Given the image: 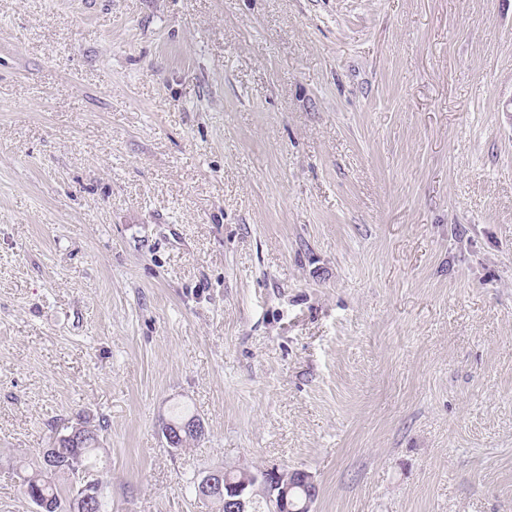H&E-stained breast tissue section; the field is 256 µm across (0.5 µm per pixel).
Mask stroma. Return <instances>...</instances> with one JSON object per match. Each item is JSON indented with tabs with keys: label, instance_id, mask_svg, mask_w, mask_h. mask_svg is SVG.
Instances as JSON below:
<instances>
[{
	"label": "stroma",
	"instance_id": "35a3bbf8",
	"mask_svg": "<svg viewBox=\"0 0 512 512\" xmlns=\"http://www.w3.org/2000/svg\"><path fill=\"white\" fill-rule=\"evenodd\" d=\"M79 415L108 512H512V0H0V512ZM191 418L199 419L197 415L189 414V413L183 412V411H178L166 422L172 423L174 425H180V424L184 423L185 421H188ZM166 422H164V423H166ZM174 425H172L170 428H168L164 432L166 445L173 452H175L173 448H176V446H177L176 442H177L178 438H181L180 429H184L187 432L189 431L194 434H199L203 430H205L204 424L200 419L186 422L181 427H176ZM296 486L308 490L309 496L301 505L294 500ZM318 488L312 473L303 469L290 470L287 478L278 464L258 470L249 466L212 469L202 473L197 480L200 495H224V498L209 497L218 512H267L257 511L261 501H265L272 512H311L310 495Z\"/></svg>",
	"mask_w": 512,
	"mask_h": 512
}]
</instances>
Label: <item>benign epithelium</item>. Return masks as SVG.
Returning a JSON list of instances; mask_svg holds the SVG:
<instances>
[{
	"instance_id": "7a95c632",
	"label": "benign epithelium",
	"mask_w": 512,
	"mask_h": 512,
	"mask_svg": "<svg viewBox=\"0 0 512 512\" xmlns=\"http://www.w3.org/2000/svg\"><path fill=\"white\" fill-rule=\"evenodd\" d=\"M199 434L205 430L200 420L185 423L182 427L171 426L165 430L168 448L176 447L180 430ZM302 487L313 493L318 483L312 473L296 469L283 473L277 464H270L257 470L242 466L235 469H212L202 473L197 480L198 493L221 494L224 496L225 512H257L259 502H266L273 512H311L312 500L305 499L301 504L294 500V489ZM100 489L97 476L82 475V482L74 486V506L76 512H85L89 497Z\"/></svg>"
}]
</instances>
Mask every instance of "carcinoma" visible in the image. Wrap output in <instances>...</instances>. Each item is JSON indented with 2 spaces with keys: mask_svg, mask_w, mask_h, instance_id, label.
<instances>
[{
  "mask_svg": "<svg viewBox=\"0 0 512 512\" xmlns=\"http://www.w3.org/2000/svg\"><path fill=\"white\" fill-rule=\"evenodd\" d=\"M76 424L82 427L77 442L61 441L51 456H39L35 463L20 462L17 475L25 496L39 494L48 500L47 512H70L69 502L73 492V470H93L100 436L105 424H91L85 416H78Z\"/></svg>",
  "mask_w": 512,
  "mask_h": 512,
  "instance_id": "obj_1",
  "label": "carcinoma"
}]
</instances>
